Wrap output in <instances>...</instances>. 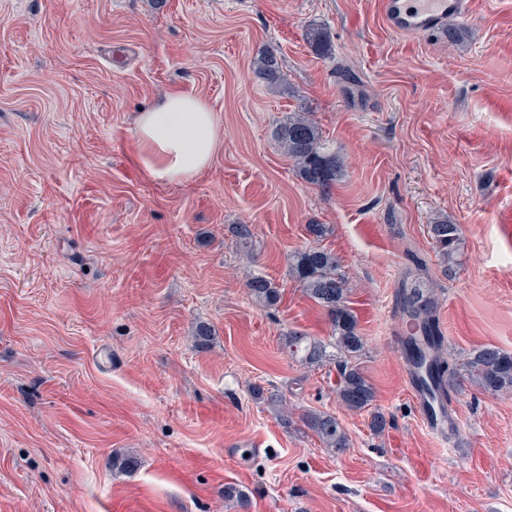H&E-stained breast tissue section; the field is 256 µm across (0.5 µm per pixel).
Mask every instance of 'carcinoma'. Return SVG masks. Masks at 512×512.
Segmentation results:
<instances>
[{"label":"carcinoma","instance_id":"carcinoma-1","mask_svg":"<svg viewBox=\"0 0 512 512\" xmlns=\"http://www.w3.org/2000/svg\"><path fill=\"white\" fill-rule=\"evenodd\" d=\"M309 45L321 54L331 50L325 31L312 27L306 32ZM255 74L270 85L281 83V71L274 54L260 53L255 60ZM277 139L294 162L297 175L323 191L330 190L344 175V160L326 145L322 132L312 119L292 114L279 124ZM432 239L437 244L443 263L451 266L457 258L461 227L446 221L430 225ZM292 274L305 294L318 304L331 323L336 348V370L339 377L337 395L344 406L362 410L374 401V390L352 358L364 348L357 330V319L346 304V280L339 271L336 255L319 247H310L294 255ZM250 298L266 307L275 305L279 291L267 278L256 275L247 281ZM401 310L411 322L412 330L402 342L406 360L427 364L429 377L445 380L446 388L455 381V369L441 355L444 337L435 318V299L426 284L416 277L402 284ZM289 353L302 355L309 364H321L330 359L327 345L305 334L291 331L285 337ZM470 380L491 392L512 391V354L494 346H484L472 353L466 362ZM307 425L333 453L348 448L349 440L336 417L313 413L306 418Z\"/></svg>","mask_w":512,"mask_h":512}]
</instances>
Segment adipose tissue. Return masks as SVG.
Instances as JSON below:
<instances>
[{"instance_id": "ef3b65f1", "label": "adipose tissue", "mask_w": 512, "mask_h": 512, "mask_svg": "<svg viewBox=\"0 0 512 512\" xmlns=\"http://www.w3.org/2000/svg\"><path fill=\"white\" fill-rule=\"evenodd\" d=\"M135 136L138 162L153 179L185 183L209 166L222 129L202 99L171 91L138 113Z\"/></svg>"}]
</instances>
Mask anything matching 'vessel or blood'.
<instances>
[{
	"mask_svg": "<svg viewBox=\"0 0 512 512\" xmlns=\"http://www.w3.org/2000/svg\"><path fill=\"white\" fill-rule=\"evenodd\" d=\"M380 8L385 25L393 32L443 35L448 31L449 18L467 16L469 0H380ZM405 383L428 431L441 435L458 431L457 413L442 406L439 399L431 397L413 371H406Z\"/></svg>",
	"mask_w": 512,
	"mask_h": 512,
	"instance_id": "1",
	"label": "vessel or blood"
}]
</instances>
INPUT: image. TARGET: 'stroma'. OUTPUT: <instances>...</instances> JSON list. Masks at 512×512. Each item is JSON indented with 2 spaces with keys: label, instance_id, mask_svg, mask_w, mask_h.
I'll return each mask as SVG.
<instances>
[{
  "label": "stroma",
  "instance_id": "35a3bbf8",
  "mask_svg": "<svg viewBox=\"0 0 512 512\" xmlns=\"http://www.w3.org/2000/svg\"><path fill=\"white\" fill-rule=\"evenodd\" d=\"M460 25L456 42L398 34L380 0H0V512H245L228 483L246 512H512V392L465 378L475 349L512 354V0H471ZM263 49L283 86L254 74ZM171 90L224 133L187 183L135 156L138 112ZM294 112L345 161L329 193L274 136ZM444 219L462 229L451 266L429 232ZM314 245L358 319L375 391L360 411L333 362L284 347L332 341L291 273ZM416 258L462 377L460 431L441 439L395 343ZM256 275L277 305L251 300ZM311 413L337 418L343 453ZM246 287L250 298L262 306H273L279 300L278 288L264 276H253L247 281ZM307 425L333 453H342L348 448L349 440L335 416L326 413H313L306 418Z\"/></svg>",
  "mask_w": 512,
  "mask_h": 512
}]
</instances>
